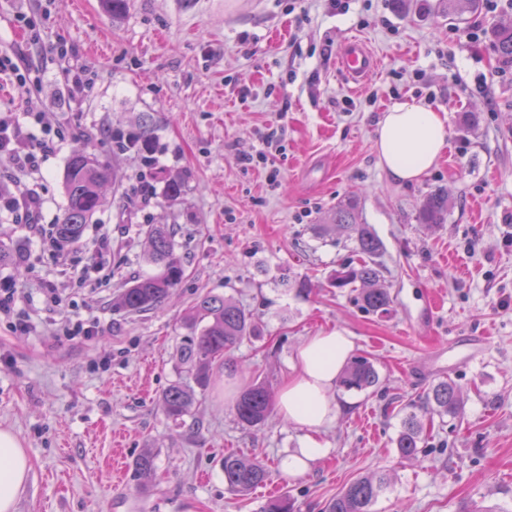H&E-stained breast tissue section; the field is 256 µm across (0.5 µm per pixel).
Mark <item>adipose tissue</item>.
I'll list each match as a JSON object with an SVG mask.
<instances>
[{
  "label": "adipose tissue",
  "mask_w": 512,
  "mask_h": 512,
  "mask_svg": "<svg viewBox=\"0 0 512 512\" xmlns=\"http://www.w3.org/2000/svg\"><path fill=\"white\" fill-rule=\"evenodd\" d=\"M447 137V113L403 102L384 112L373 148L388 178L410 184L438 164ZM353 349L352 338L338 330L307 337L297 347L291 371L278 390L276 408L283 419L307 429L309 435L304 448L284 459L286 473L301 474L325 455L318 435L339 416L333 391ZM30 471L31 461L19 436L0 427V512H16Z\"/></svg>",
  "instance_id": "ef3b65f1"
}]
</instances>
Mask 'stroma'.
I'll use <instances>...</instances> for the list:
<instances>
[{
  "mask_svg": "<svg viewBox=\"0 0 512 512\" xmlns=\"http://www.w3.org/2000/svg\"><path fill=\"white\" fill-rule=\"evenodd\" d=\"M437 0H129L112 20L102 0H0V46L40 77L35 92L0 72V110L35 99L60 148L43 166L39 221L57 223L66 206L64 173L83 149L114 162L105 204L56 265L15 214H0V245L21 250L0 282L21 297L32 325L16 332L0 318V426L13 429L32 461L17 512H263L285 494L296 512H324L347 485L386 474L374 512H512V63L499 59L492 29L512 22V0L479 8L463 22L434 12ZM37 15L38 32L22 19ZM365 40L374 72L350 88L337 59L346 38ZM64 41L69 56L47 54ZM91 78L76 88L74 78ZM249 88L240 98L241 88ZM415 99L448 115V146L419 182L398 184L379 168L373 138L382 112ZM156 123L152 166L134 152L113 155L109 130ZM285 128L266 169L239 154L267 128ZM188 192L171 204L164 181ZM447 193L442 224L417 220L424 198ZM358 201V221L383 244L382 284L391 311L368 314L331 276L349 248L316 237L337 203ZM151 224L176 227L185 276L159 306L138 313L112 302L146 260ZM112 245L91 251L100 231ZM309 278L311 291L284 286ZM54 287L63 308H45ZM249 309L262 335L216 364L205 396L180 422L160 408L183 379L176 351L191 330V307L206 293ZM64 320L95 323L92 340L59 339ZM352 336L380 383L335 388L344 411L323 430L327 453L299 476L281 468L307 431L272 415L238 425L232 403L259 381L277 392L301 342L323 330ZM453 380L463 413L434 426L429 449L399 460L395 440L410 404L433 383ZM153 449L148 489L115 479L112 465ZM237 452L267 466L266 484L238 496L222 461Z\"/></svg>",
  "mask_w": 512,
  "mask_h": 512,
  "instance_id": "obj_1",
  "label": "stroma"
}]
</instances>
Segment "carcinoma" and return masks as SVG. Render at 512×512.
Instances as JSON below:
<instances>
[{
    "label": "carcinoma",
    "mask_w": 512,
    "mask_h": 512,
    "mask_svg": "<svg viewBox=\"0 0 512 512\" xmlns=\"http://www.w3.org/2000/svg\"><path fill=\"white\" fill-rule=\"evenodd\" d=\"M482 0H439L438 9L451 20H460L466 13L478 10ZM497 52L501 59L512 61V24L493 28ZM114 151L124 153L128 146L136 147L145 165L153 162L156 150L154 119L144 115L136 134L127 138L112 134ZM113 177L108 162L92 153L76 152L68 160L64 176L67 205L58 224L54 225L55 242L71 246L81 240L86 224L103 206L102 187ZM185 183L182 178H169L163 197L169 203L183 198ZM450 202L441 191L429 194L418 213L422 224H443L448 216ZM358 202L353 198L341 201L330 218V223L317 225L318 233L325 236L337 228L353 243L356 259L340 265L333 275V285L351 288L359 307L371 314H387L391 297L381 287L383 264L379 261L382 244L366 224L357 223ZM175 229L172 224H153L147 232L148 257L156 266L153 275L137 279L114 301L115 308L131 313L151 309L160 304L169 290L181 281L184 269L175 252ZM190 320L201 325L200 331L184 341L179 350V362L186 377L172 384L162 396V411L168 418L177 420L189 411L197 396L208 390L212 364L236 349L243 341L256 335L252 314L230 297L206 294L200 297L189 314ZM379 383V374L373 363L362 356L354 357L345 370L340 386L347 391H363ZM425 403L439 418L456 419L462 414V401L457 386L449 380L433 384L425 396ZM273 410L272 397L267 385L254 382L246 386L234 403V415L243 428L265 424ZM425 442L424 426L416 413L406 416L403 429L396 440L399 458L415 459ZM224 484L235 494L247 495L268 479L264 464L251 458L236 455L224 456ZM155 473V454L143 451L132 464L131 477L139 487H146ZM386 488L385 479L360 477L343 489L328 505V512H371L381 492Z\"/></svg>",
    "instance_id": "obj_1"
}]
</instances>
